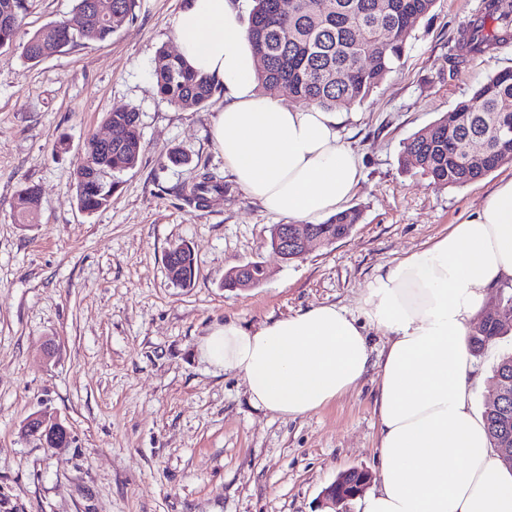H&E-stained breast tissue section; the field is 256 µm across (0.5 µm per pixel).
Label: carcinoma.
I'll return each instance as SVG.
<instances>
[{
	"label": "carcinoma",
	"instance_id": "cac0c4a2",
	"mask_svg": "<svg viewBox=\"0 0 512 512\" xmlns=\"http://www.w3.org/2000/svg\"><path fill=\"white\" fill-rule=\"evenodd\" d=\"M276 0H253L246 37L259 55L257 81L273 94L287 89L295 103L318 105L327 110L362 101L393 71L406 50L407 40L419 21L428 16L437 0H293L288 13L275 11ZM14 18V27L0 28V47L13 44L23 22L22 0H0V13ZM115 33L108 21L91 18V25L68 31L55 21L35 32L23 45L24 58L38 63L78 41H104ZM512 41V0H482L472 20V39L457 56L485 53ZM160 94L182 108H197L212 97L215 86L190 71L182 61L165 51L155 62ZM457 121L448 125L443 116L417 131L403 146V163L446 187H461L484 178L504 164L512 163V69L503 70L480 84L472 96L459 102ZM106 126L118 134L117 143L103 160L82 168L74 178L76 200L83 211L93 212L112 201L117 181L114 173L133 168L142 145L139 115L132 109L106 113ZM487 142V153L478 168L469 165L468 144ZM224 192V183L209 172L199 174L189 197L200 205L212 193ZM41 205L38 188L26 186L15 201L23 224H31ZM361 212L348 209L329 222L317 225L330 237L344 235L359 223ZM185 266L179 285L191 284L196 275L191 249L180 246ZM512 333V323L487 310L467 336L470 350L482 353L488 345ZM494 382L503 387L497 405H485L483 417L494 448L512 446V353L494 368Z\"/></svg>",
	"mask_w": 512,
	"mask_h": 512
}]
</instances>
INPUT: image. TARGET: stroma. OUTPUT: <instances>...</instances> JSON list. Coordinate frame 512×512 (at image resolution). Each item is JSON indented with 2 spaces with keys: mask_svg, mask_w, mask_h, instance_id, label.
Wrapping results in <instances>:
<instances>
[{
  "mask_svg": "<svg viewBox=\"0 0 512 512\" xmlns=\"http://www.w3.org/2000/svg\"><path fill=\"white\" fill-rule=\"evenodd\" d=\"M183 0H135L110 40H84L31 63L23 44L54 21L78 23L75 0H23L24 25L0 49V512H325L339 473L378 470V374L296 418L256 408L241 375L215 371L198 347L214 325L254 329L321 304L358 314L366 288L407 253L475 212L506 164L440 187L402 163L404 142L454 111L504 68L512 43L452 64L482 0H437L393 72L347 110L342 140L363 161L349 201L352 233L285 264L268 241L278 216L232 180L211 130L224 106L179 108L153 76L175 52ZM139 114L142 151L118 174L109 206L79 210L73 186L106 112ZM186 155L173 165L171 152ZM224 182L208 203L185 192L198 171ZM37 186L34 223L12 203ZM188 245L196 277L181 287L166 253ZM263 262L268 278L228 288L224 274ZM55 340L54 358L43 355ZM57 415L67 447L26 439L32 414Z\"/></svg>",
  "mask_w": 512,
  "mask_h": 512,
  "instance_id": "1",
  "label": "stroma"
}]
</instances>
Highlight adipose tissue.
I'll list each match as a JSON object with an SVG mask.
<instances>
[{"instance_id": "obj_1", "label": "adipose tissue", "mask_w": 512, "mask_h": 512, "mask_svg": "<svg viewBox=\"0 0 512 512\" xmlns=\"http://www.w3.org/2000/svg\"><path fill=\"white\" fill-rule=\"evenodd\" d=\"M179 57L223 86L212 129L235 182L268 213L316 224L342 212L362 178L341 113L258 92L239 0H185ZM512 284V178L478 211L379 275L359 315L319 305L247 330L228 321L199 345L243 376L252 403L288 418L327 406L378 369L377 484L360 512H512V472L473 409L480 379L466 338L494 287ZM388 344L373 358L366 325Z\"/></svg>"}]
</instances>
